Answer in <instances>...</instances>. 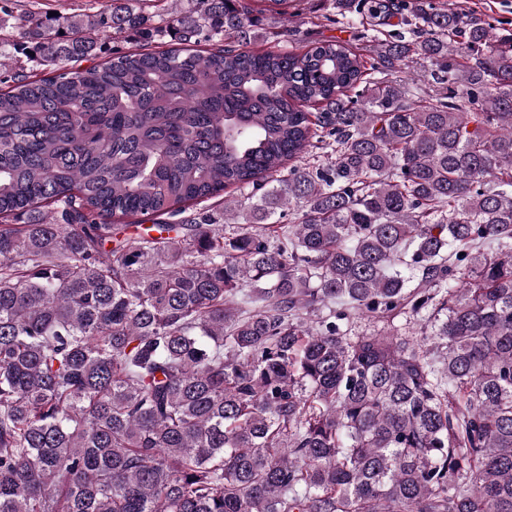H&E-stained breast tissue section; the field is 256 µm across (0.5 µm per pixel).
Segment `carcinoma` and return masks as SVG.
Returning a JSON list of instances; mask_svg holds the SVG:
<instances>
[{
    "instance_id": "obj_1",
    "label": "carcinoma",
    "mask_w": 512,
    "mask_h": 512,
    "mask_svg": "<svg viewBox=\"0 0 512 512\" xmlns=\"http://www.w3.org/2000/svg\"><path fill=\"white\" fill-rule=\"evenodd\" d=\"M292 2L14 18L0 512H512V31L332 0L408 34L248 48ZM150 5L157 4L158 7H147V9L154 13L155 16L153 24L158 27V32L156 33V37L154 39V42L152 43V46H159V47H167L171 43V37H170V30L166 26L165 21H163L164 18H166V8H168L169 12L174 11V1L168 0L167 3H155L150 2ZM101 43L105 47V53H99L96 56H88L83 58L78 64L81 67H87L93 65L94 63H98L103 60L104 57L112 55L113 53H123L127 52L135 47V43L130 41L128 38L123 36L116 37L112 39V31L104 32L101 36ZM224 197L213 198L207 202L201 203L198 206H190L187 210L178 216L170 217L169 215L163 216H139L137 218H115L112 224H131L128 226L122 225L123 232L121 235L124 237L136 236L144 228L150 227L152 224H181L180 221L194 217L197 212H208L219 217V213L224 209Z\"/></svg>"
}]
</instances>
